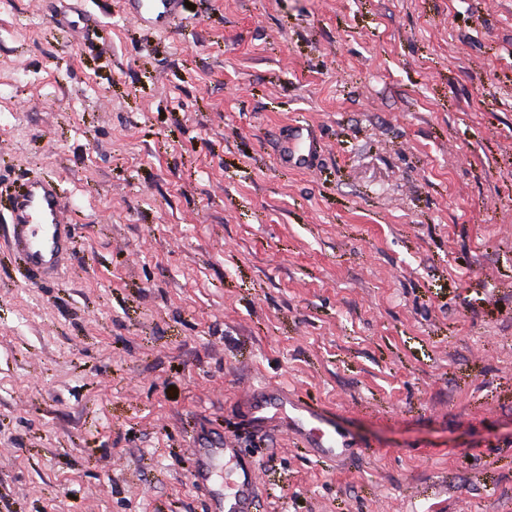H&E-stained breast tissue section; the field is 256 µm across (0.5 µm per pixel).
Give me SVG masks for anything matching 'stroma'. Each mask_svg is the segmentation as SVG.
I'll return each instance as SVG.
<instances>
[{
    "mask_svg": "<svg viewBox=\"0 0 512 512\" xmlns=\"http://www.w3.org/2000/svg\"><path fill=\"white\" fill-rule=\"evenodd\" d=\"M84 5L0 0V512H208L206 436L256 512H512V0ZM34 175L77 228L52 279L4 241ZM262 381L362 452L253 432ZM183 0H126L127 16L136 23H148L156 30H166L180 13ZM317 145L308 125L293 124L288 128V134L282 142L279 162L300 171H309L318 152L317 148H320ZM192 452L195 460L193 479L199 486H207L219 464L224 462V490L212 499V512L256 511L259 471L255 462L243 455L241 448L224 439V448H192Z\"/></svg>",
    "mask_w": 512,
    "mask_h": 512,
    "instance_id": "obj_1",
    "label": "stroma"
}]
</instances>
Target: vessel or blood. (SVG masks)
Listing matches in <instances>:
<instances>
[{
	"mask_svg": "<svg viewBox=\"0 0 512 512\" xmlns=\"http://www.w3.org/2000/svg\"><path fill=\"white\" fill-rule=\"evenodd\" d=\"M183 0H126L128 17L162 31L174 22ZM317 142L308 125L289 127L279 153L282 165L311 170ZM10 246L21 255L27 271L34 276L59 273L75 250V226L59 183L45 177L21 181L8 196ZM241 410L256 428L279 426L288 436L323 461L351 458L359 446L341 433L333 413L317 404L305 403L279 385L249 389L241 399ZM193 479L207 486L217 470H224V490L216 495L212 512H256L260 480L258 467L232 442L220 448L193 451Z\"/></svg>",
	"mask_w": 512,
	"mask_h": 512,
	"instance_id": "obj_1",
	"label": "vessel or blood"
}]
</instances>
